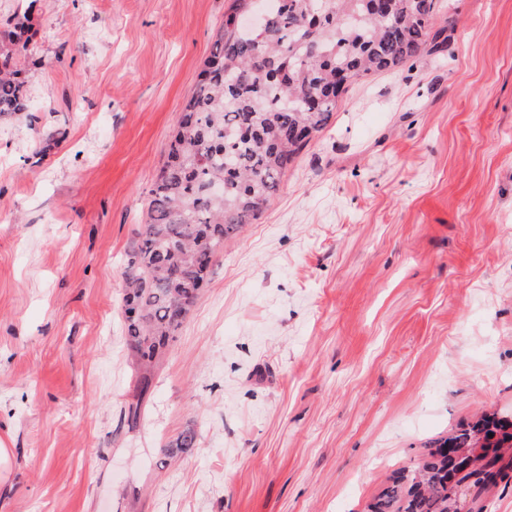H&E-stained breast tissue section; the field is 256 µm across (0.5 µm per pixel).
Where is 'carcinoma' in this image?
<instances>
[{
    "instance_id": "cac0c4a2",
    "label": "carcinoma",
    "mask_w": 512,
    "mask_h": 512,
    "mask_svg": "<svg viewBox=\"0 0 512 512\" xmlns=\"http://www.w3.org/2000/svg\"><path fill=\"white\" fill-rule=\"evenodd\" d=\"M260 0H230L200 79L186 96L168 142L167 161L149 191L148 219L127 253L122 303L125 336L138 360L140 392L149 390L157 359L191 308L224 241L257 217L310 138L336 111L349 85L397 72L443 48L439 0H275L253 28L234 24ZM28 18L0 33V116L21 118L28 89L18 52L30 45ZM177 264L181 277H169ZM512 446V424L484 418L462 426L411 467L395 472L371 512H457L453 479L496 482L506 467L497 449ZM490 448L464 472L447 447ZM462 477H457V474Z\"/></svg>"
}]
</instances>
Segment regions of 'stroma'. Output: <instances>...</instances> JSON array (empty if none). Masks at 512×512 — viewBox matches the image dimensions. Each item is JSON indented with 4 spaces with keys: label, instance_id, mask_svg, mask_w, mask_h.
<instances>
[{
    "label": "stroma",
    "instance_id": "35a3bbf8",
    "mask_svg": "<svg viewBox=\"0 0 512 512\" xmlns=\"http://www.w3.org/2000/svg\"><path fill=\"white\" fill-rule=\"evenodd\" d=\"M355 82L213 273L137 423L120 297L229 0H0V512H367L393 470L512 418V0ZM194 432V448L175 451ZM461 512H512V471ZM28 16L13 17L0 33V116L22 118L27 109L28 89L18 52L30 45Z\"/></svg>",
    "mask_w": 512,
    "mask_h": 512
}]
</instances>
